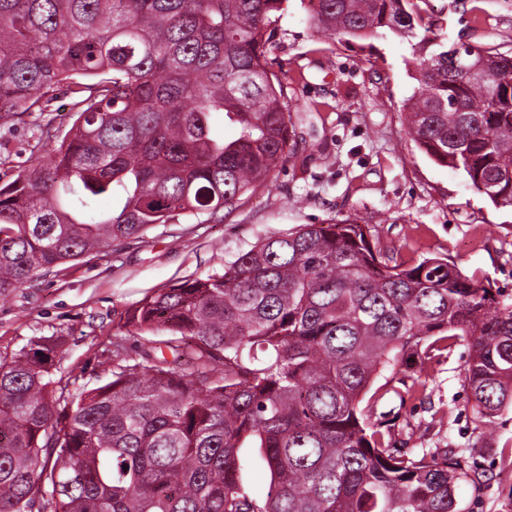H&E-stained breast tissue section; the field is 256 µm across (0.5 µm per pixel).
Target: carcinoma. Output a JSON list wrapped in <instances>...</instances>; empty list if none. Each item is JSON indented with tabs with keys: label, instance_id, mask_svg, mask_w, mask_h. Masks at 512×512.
<instances>
[{
	"label": "carcinoma",
	"instance_id": "carcinoma-1",
	"mask_svg": "<svg viewBox=\"0 0 512 512\" xmlns=\"http://www.w3.org/2000/svg\"><path fill=\"white\" fill-rule=\"evenodd\" d=\"M420 1L318 0L308 23L346 46L408 40L407 135L512 208V55L449 53ZM285 2L0 0V112H42L61 89L74 112L51 154L0 186V296L230 208L288 161L299 107L267 59ZM383 252L347 221L268 237L128 309L138 349L115 345L111 380L78 396L51 373L53 341L1 361L0 512H458L460 462L394 446L374 407L451 337L469 350L476 426L493 429L512 409V303L446 257ZM243 448L270 472L260 499Z\"/></svg>",
	"mask_w": 512,
	"mask_h": 512
}]
</instances>
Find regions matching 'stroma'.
Wrapping results in <instances>:
<instances>
[{
	"label": "stroma",
	"mask_w": 512,
	"mask_h": 512,
	"mask_svg": "<svg viewBox=\"0 0 512 512\" xmlns=\"http://www.w3.org/2000/svg\"><path fill=\"white\" fill-rule=\"evenodd\" d=\"M308 14L307 0H288L269 53L272 72L289 66L288 96L300 106L288 161L231 209L174 216L0 297V361L60 336L55 377L76 393L104 385L113 342L131 351L138 344L123 327L127 309L159 289L223 273L260 241L303 224L369 225L389 264L445 257L512 300V210L495 208L406 133L402 103L416 85L411 44L391 34L364 49L345 47L316 35ZM422 15L449 41L512 54V0H428ZM72 124L70 98L59 92L45 112L0 114V185L48 156ZM467 359L461 341L432 350L421 391L409 394L393 380L376 412L398 447L454 451L476 474L457 490L459 512H512V410L493 433L476 430Z\"/></svg>",
	"instance_id": "1"
}]
</instances>
